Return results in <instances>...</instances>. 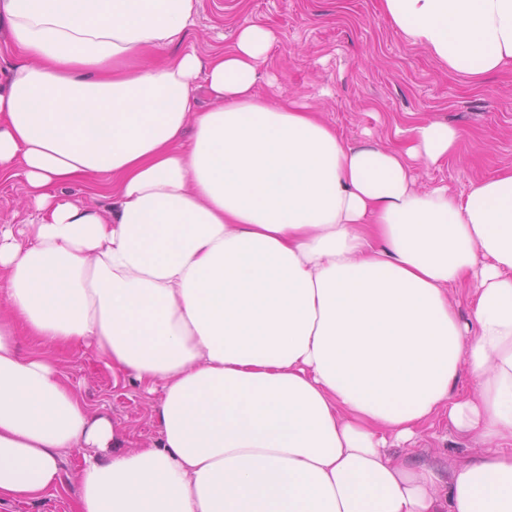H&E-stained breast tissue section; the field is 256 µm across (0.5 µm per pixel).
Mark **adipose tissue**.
<instances>
[{"label":"adipose tissue","mask_w":512,"mask_h":512,"mask_svg":"<svg viewBox=\"0 0 512 512\" xmlns=\"http://www.w3.org/2000/svg\"><path fill=\"white\" fill-rule=\"evenodd\" d=\"M201 5L0 0V183L38 212L0 225V505L76 454L73 512H512V167L417 188L461 133L416 112L351 147L259 92L260 22L152 62ZM381 13L451 73L512 65V0ZM74 347L159 393L149 446L89 411L55 359ZM440 418L476 458L444 478L392 456ZM57 193L65 200L81 202L88 206H92L99 211H107L112 205L111 197L93 196L83 185L80 184L61 186L57 189Z\"/></svg>","instance_id":"ef3b65f1"}]
</instances>
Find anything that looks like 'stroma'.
Here are the masks:
<instances>
[{"instance_id": "1", "label": "stroma", "mask_w": 512, "mask_h": 512, "mask_svg": "<svg viewBox=\"0 0 512 512\" xmlns=\"http://www.w3.org/2000/svg\"><path fill=\"white\" fill-rule=\"evenodd\" d=\"M254 20L275 37L265 65L275 83L261 85V93L307 98L350 145L390 142L394 121L410 112L460 130L457 152L440 167L419 171V185L442 183L459 195L474 177L512 167V67L477 81L449 73L389 24L380 0H203L183 45L207 55L231 46L239 28ZM60 368L85 404L135 443L156 437L155 396L114 380L86 348L65 353ZM476 448L441 421L395 454L423 458L444 473Z\"/></svg>"}]
</instances>
